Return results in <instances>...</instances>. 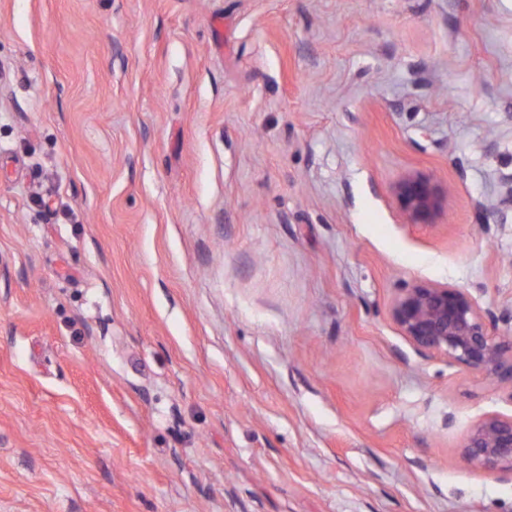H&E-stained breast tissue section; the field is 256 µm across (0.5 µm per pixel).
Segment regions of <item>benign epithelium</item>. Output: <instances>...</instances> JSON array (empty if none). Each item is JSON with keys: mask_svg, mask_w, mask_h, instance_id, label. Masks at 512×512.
I'll list each match as a JSON object with an SVG mask.
<instances>
[{"mask_svg": "<svg viewBox=\"0 0 512 512\" xmlns=\"http://www.w3.org/2000/svg\"><path fill=\"white\" fill-rule=\"evenodd\" d=\"M411 224H431L440 214L444 191L428 174L410 172L393 187ZM493 212L512 210V177L501 182ZM391 317L420 353H441L485 378L512 386V340L496 334L499 321L461 288L408 284L391 307ZM463 461L484 473L512 476V415L490 414L468 431Z\"/></svg>", "mask_w": 512, "mask_h": 512, "instance_id": "7a95c632", "label": "benign epithelium"}]
</instances>
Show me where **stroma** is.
<instances>
[{
  "instance_id": "obj_1",
  "label": "stroma",
  "mask_w": 512,
  "mask_h": 512,
  "mask_svg": "<svg viewBox=\"0 0 512 512\" xmlns=\"http://www.w3.org/2000/svg\"><path fill=\"white\" fill-rule=\"evenodd\" d=\"M511 175L512 0H0V512H512L390 316L512 333ZM400 208L412 224H432L440 214L444 191L428 174L410 172L393 187Z\"/></svg>"
}]
</instances>
